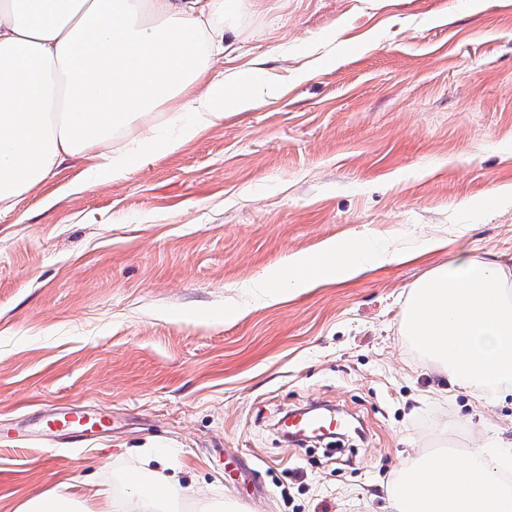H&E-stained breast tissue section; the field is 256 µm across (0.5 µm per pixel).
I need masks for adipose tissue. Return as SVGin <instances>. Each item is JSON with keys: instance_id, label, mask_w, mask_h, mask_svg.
Listing matches in <instances>:
<instances>
[{"instance_id": "obj_1", "label": "adipose tissue", "mask_w": 512, "mask_h": 512, "mask_svg": "<svg viewBox=\"0 0 512 512\" xmlns=\"http://www.w3.org/2000/svg\"><path fill=\"white\" fill-rule=\"evenodd\" d=\"M243 0H0V214L39 188L63 162L83 157L96 180L132 172L176 140L197 137L228 111L264 94L261 66L210 79L238 37ZM165 112L177 139L151 118ZM136 129L132 142L114 134ZM407 254L369 240H330L295 254L255 285L263 302L284 292L358 276L366 265ZM402 333L443 372L484 401L512 391V271L464 254L432 269L408 292ZM484 451L425 457L395 473L386 493L395 512H512V488ZM122 498L85 512H172L184 497L177 473L134 471Z\"/></svg>"}]
</instances>
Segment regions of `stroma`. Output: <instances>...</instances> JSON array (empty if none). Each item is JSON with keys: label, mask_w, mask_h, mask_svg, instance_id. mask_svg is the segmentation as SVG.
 <instances>
[{"label": "stroma", "mask_w": 512, "mask_h": 512, "mask_svg": "<svg viewBox=\"0 0 512 512\" xmlns=\"http://www.w3.org/2000/svg\"><path fill=\"white\" fill-rule=\"evenodd\" d=\"M239 25L210 75L263 60L256 107L113 182L70 160L0 215V426L112 417L74 452L1 441L0 512L67 484L120 497L144 448L180 471L181 512H393L410 459L512 448V395L478 399L401 334L435 266L512 267V0H266ZM348 237L418 256L255 300L288 256ZM310 406L353 432L284 441Z\"/></svg>", "instance_id": "35a3bbf8"}]
</instances>
